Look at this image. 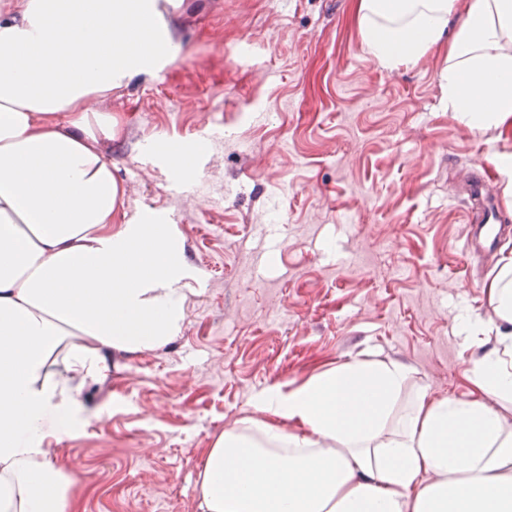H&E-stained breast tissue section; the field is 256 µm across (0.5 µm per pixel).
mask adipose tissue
Returning a JSON list of instances; mask_svg holds the SVG:
<instances>
[{
  "mask_svg": "<svg viewBox=\"0 0 512 512\" xmlns=\"http://www.w3.org/2000/svg\"><path fill=\"white\" fill-rule=\"evenodd\" d=\"M181 0H0V512H74L48 440L112 373L113 352L181 330L185 266L170 225L122 212L102 111L177 47ZM364 51L388 71L440 52L446 108L512 128V0H358ZM463 314L480 348L463 397L412 386L397 360L358 355L284 392L215 439L200 512H512V255ZM279 426L269 425L268 417Z\"/></svg>",
  "mask_w": 512,
  "mask_h": 512,
  "instance_id": "adipose-tissue-1",
  "label": "adipose tissue"
}]
</instances>
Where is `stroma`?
Returning <instances> with one entry per match:
<instances>
[{"instance_id":"1","label":"stroma","mask_w":512,"mask_h":512,"mask_svg":"<svg viewBox=\"0 0 512 512\" xmlns=\"http://www.w3.org/2000/svg\"><path fill=\"white\" fill-rule=\"evenodd\" d=\"M173 23L177 55L113 96L104 150L128 217L173 227L185 317L165 347L114 355L52 439L79 512H198L206 453L256 393L361 352L463 395L477 352L457 317L492 314L459 190L482 166L512 207L491 160L512 130L455 121L442 54L385 70L357 0H182ZM173 143L196 150L192 184L146 155Z\"/></svg>"}]
</instances>
